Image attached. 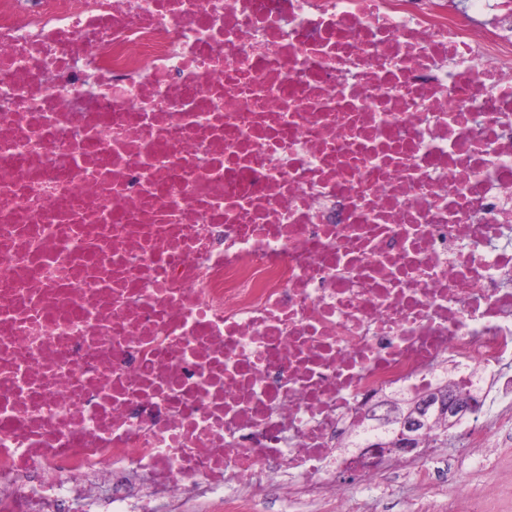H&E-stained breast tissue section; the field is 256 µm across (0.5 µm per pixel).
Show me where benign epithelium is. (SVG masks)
<instances>
[{"label":"benign epithelium","mask_w":512,"mask_h":512,"mask_svg":"<svg viewBox=\"0 0 512 512\" xmlns=\"http://www.w3.org/2000/svg\"><path fill=\"white\" fill-rule=\"evenodd\" d=\"M434 404L437 405V411H446L450 416H461L479 407L477 400L457 397L446 384L413 399H382L374 404L373 409L384 411V419L398 421V432L388 441H370L360 450V454L376 463L385 458L417 452L420 445L419 431L425 422L428 408Z\"/></svg>","instance_id":"benign-epithelium-1"}]
</instances>
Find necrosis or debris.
<instances>
[{
  "label": "necrosis or debris",
  "instance_id": "necrosis-or-debris-1",
  "mask_svg": "<svg viewBox=\"0 0 512 512\" xmlns=\"http://www.w3.org/2000/svg\"><path fill=\"white\" fill-rule=\"evenodd\" d=\"M511 363L512 0H0V512H367ZM434 404H437L438 412L448 411L438 414L434 422H443L446 425L448 424L443 418L456 414L454 418H458L479 407L476 399L458 398L446 383L413 399H382L374 404L373 409L385 411L381 417L383 419L397 420L398 432L388 441L371 440L360 450V454L376 463L385 458L417 453L421 443L418 433L425 422L428 408Z\"/></svg>",
  "mask_w": 512,
  "mask_h": 512
}]
</instances>
